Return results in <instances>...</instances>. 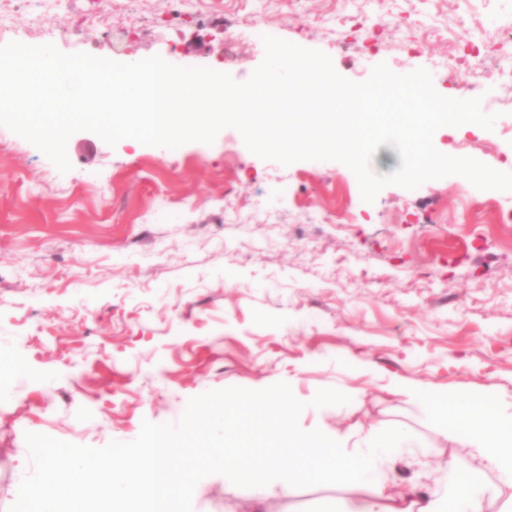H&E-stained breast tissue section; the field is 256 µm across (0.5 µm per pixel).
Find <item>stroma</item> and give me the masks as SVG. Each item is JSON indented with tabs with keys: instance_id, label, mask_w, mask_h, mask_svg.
<instances>
[{
	"instance_id": "obj_1",
	"label": "stroma",
	"mask_w": 512,
	"mask_h": 512,
	"mask_svg": "<svg viewBox=\"0 0 512 512\" xmlns=\"http://www.w3.org/2000/svg\"><path fill=\"white\" fill-rule=\"evenodd\" d=\"M354 0H199L170 20L169 0H142L83 28L65 53L115 61L177 52L173 65H221L246 81L264 58L243 36L257 18L281 39L330 56L362 82L374 66L428 70L438 93L462 98L444 65L458 53L449 18L472 12V36L512 68V0H373L390 24L376 50L334 14ZM492 95L493 129L436 131L440 152L512 172V80L475 74ZM0 138V512H15L43 466L39 450L72 456L137 448L203 401L260 390L295 405L298 427L352 447L369 428L402 429L428 449L397 458L395 489H442L448 468H482L409 389L512 402V192L484 194L450 175L414 190L384 187L365 202L337 161L285 166L222 130L176 149L90 131L67 144L60 172L9 129ZM168 204L159 206L157 189ZM340 392L345 408L317 414ZM193 512H251L223 474L198 480ZM358 490L307 478L281 512H350Z\"/></svg>"
}]
</instances>
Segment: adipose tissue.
Here are the masks:
<instances>
[{
  "instance_id": "1",
  "label": "adipose tissue",
  "mask_w": 512,
  "mask_h": 512,
  "mask_svg": "<svg viewBox=\"0 0 512 512\" xmlns=\"http://www.w3.org/2000/svg\"><path fill=\"white\" fill-rule=\"evenodd\" d=\"M414 397L433 419L452 427L495 481L451 470L442 493L426 505L387 504L394 460L421 449L411 435L372 428L360 446L348 450L297 427L294 406L279 397L249 392L184 413L152 446L114 451L111 471L80 495L68 485L94 468L97 456L75 457L64 469L56 463L60 449H42L44 466L26 496L35 512H132L135 504L139 512H186L197 495L198 475L220 471L226 481L250 487L255 512H264L270 496H290L307 475L337 487L365 488L370 499L364 512H485L491 499L512 507V411L466 393L450 400L430 387ZM171 458L179 459V469L168 466Z\"/></svg>"
}]
</instances>
